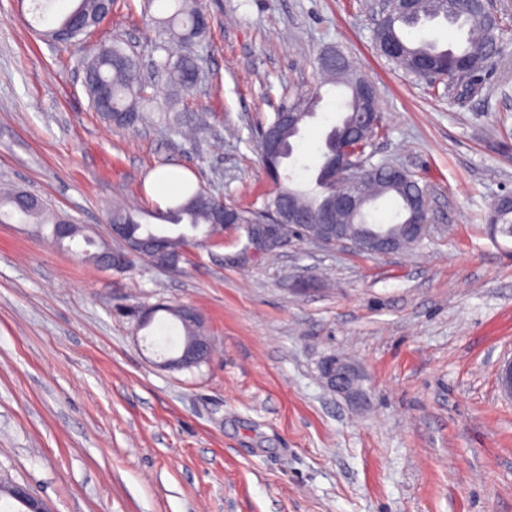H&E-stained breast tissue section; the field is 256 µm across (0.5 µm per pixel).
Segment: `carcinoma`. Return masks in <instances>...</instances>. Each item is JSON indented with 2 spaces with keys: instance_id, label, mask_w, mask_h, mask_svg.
Instances as JSON below:
<instances>
[{
  "instance_id": "obj_1",
  "label": "carcinoma",
  "mask_w": 512,
  "mask_h": 512,
  "mask_svg": "<svg viewBox=\"0 0 512 512\" xmlns=\"http://www.w3.org/2000/svg\"><path fill=\"white\" fill-rule=\"evenodd\" d=\"M143 16L158 24L168 38L177 40L184 45L185 51L180 55L170 53L154 62L157 69L165 73L170 85L186 96L195 93L200 55L196 46L200 45L207 31L198 25V19L203 9L196 0H143ZM416 15L406 18L397 6L389 9V15L382 26L379 38H392L402 46V53L390 62L402 69L406 74L420 77L417 64L429 59L434 64L433 71L424 81L434 92H439V85L444 88L460 89L473 92L480 85V75L498 55L499 43L504 33L512 28V17L507 19L504 14H495L492 26H487L481 20L477 9V0H417ZM109 13L103 0H75V5L67 12L53 17L43 31V36L50 40L71 44L82 41L89 36L91 30L97 28ZM444 21L459 31H465V36L459 43L441 48L437 43L427 40H413L405 33L406 28H416L426 23ZM85 90L92 108L104 120L117 126L124 125L123 118L132 116L140 121L144 112L152 103L147 94L148 84L140 76L139 64L127 53L119 40L96 45L85 54ZM320 81L306 91L293 95L292 101L285 109H293L305 113L302 126L298 128L282 127V142L285 152H294L295 142L301 137L303 126L315 118L321 107L323 95L321 89L326 86H343L350 96L345 104L346 112L330 127L323 139L321 149L322 161H327L330 150L336 141V130L339 129L352 113L359 110L360 102L355 95V82L358 75L354 74L351 66H338L328 71L319 72ZM383 122H378L370 132L356 137L348 142L352 157L359 170H369V163L374 140L383 134ZM263 166L270 181L274 185L272 193L262 201L261 206H239L232 203L224 204V209L234 214L238 224H263L269 213L277 212V201L293 198L295 202L309 211L318 209L325 199L334 193L333 186L317 176V186L320 191L305 193L291 184L288 175L282 173L283 166L274 168L268 165L266 147L259 143ZM365 191L370 201L375 203L382 198H392L398 204L397 216L404 217L406 195L410 192H424L419 182L412 178L406 187H394L385 183L369 182ZM218 204L213 200L211 191L204 185H195L188 181L181 182L179 195L173 205L158 213V218L168 224L182 227L176 235L168 230L153 228L140 222V210L131 208L121 202L112 204L109 221L113 224L124 225V232L140 238L163 237L166 241L167 252L175 258H183L193 248L202 246V241L217 231L214 226V209ZM19 219L28 224L59 223V217L54 210L41 203L35 207H26L20 199V191L3 189L0 191V222ZM487 223L495 222L503 225L504 230L512 229V211L506 207L490 208L485 217ZM88 248L81 251L84 259L96 264L98 259L110 247H118L114 241H88ZM95 250H89V247ZM167 312L181 327L182 336L178 351L182 352L191 343L205 338L203 323L191 316L180 305L165 306Z\"/></svg>"
}]
</instances>
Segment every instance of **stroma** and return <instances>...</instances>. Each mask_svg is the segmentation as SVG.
Listing matches in <instances>:
<instances>
[{
	"mask_svg": "<svg viewBox=\"0 0 512 512\" xmlns=\"http://www.w3.org/2000/svg\"><path fill=\"white\" fill-rule=\"evenodd\" d=\"M370 2L201 0L196 92L156 81L159 110L127 128L92 109L84 51L40 37L33 0H0V183L98 236L112 200L148 223L166 209L160 170L235 204L269 194L257 132L332 46L376 88L374 162L429 203L428 234L394 254L295 236L257 253L228 229L178 269L121 273L0 224V472L49 512H512V237L484 222L512 192V36L478 94H436L377 53ZM117 37L144 65L163 42L141 0H112L92 40ZM341 98L297 143L300 186ZM168 305L203 315L209 362L160 367ZM150 307L137 333L128 312ZM331 354L356 364L365 411L321 378Z\"/></svg>",
	"mask_w": 512,
	"mask_h": 512,
	"instance_id": "stroma-1",
	"label": "stroma"
}]
</instances>
